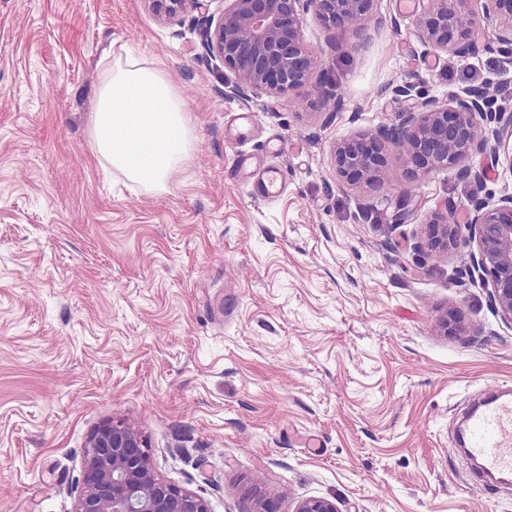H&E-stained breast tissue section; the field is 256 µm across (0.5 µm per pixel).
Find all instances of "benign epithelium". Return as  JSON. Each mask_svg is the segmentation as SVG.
<instances>
[{
    "label": "benign epithelium",
    "mask_w": 512,
    "mask_h": 512,
    "mask_svg": "<svg viewBox=\"0 0 512 512\" xmlns=\"http://www.w3.org/2000/svg\"><path fill=\"white\" fill-rule=\"evenodd\" d=\"M154 13L171 21L187 10L197 12L200 57L232 71L224 97L243 101L265 92L277 96L303 88L321 65L319 50L303 35L304 15H312L336 36L365 32L373 17L374 0H225L219 18L209 13L207 0H147ZM487 19L499 18L495 40L512 46V0H475ZM421 12L417 38L432 53L470 54L475 9L470 0H418ZM406 103L401 126L346 138L333 151L336 174L387 195L386 154L398 149L425 176L455 169L465 182L480 183L485 170L469 163L512 141V113L486 88L427 97L411 82L392 89ZM411 213L410 197L396 198L393 221ZM469 235L463 236V230ZM475 245L469 270H476L491 287V299L501 317L512 322V193L503 191L493 203L477 201L467 224L452 211H434L427 223L426 246L436 256ZM72 512H209L207 502L178 488L156 472L148 440L121 419H109L89 434L84 454L82 490ZM293 512H339L336 500L309 497Z\"/></svg>",
    "instance_id": "obj_1"
}]
</instances>
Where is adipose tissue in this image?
Wrapping results in <instances>:
<instances>
[{
	"label": "adipose tissue",
	"instance_id": "adipose-tissue-1",
	"mask_svg": "<svg viewBox=\"0 0 512 512\" xmlns=\"http://www.w3.org/2000/svg\"><path fill=\"white\" fill-rule=\"evenodd\" d=\"M183 103L162 71L115 57L98 92L90 137L96 153L127 179L164 189L191 157Z\"/></svg>",
	"mask_w": 512,
	"mask_h": 512
}]
</instances>
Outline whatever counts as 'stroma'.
<instances>
[{
	"mask_svg": "<svg viewBox=\"0 0 512 512\" xmlns=\"http://www.w3.org/2000/svg\"><path fill=\"white\" fill-rule=\"evenodd\" d=\"M420 11L375 0L366 45L305 17L345 101L296 111L289 95L228 99L234 75L199 56L193 14L165 24L146 0H0V512H72L91 430L125 419L161 476L210 512L322 496L340 512H512V485L458 444L465 411L512 389V323L466 250L417 247L433 211L466 222L512 191L445 169L387 176L413 213L339 182L336 141L401 123L381 88L427 95L512 89V56L485 25L467 57L425 53ZM161 69L191 120V159L148 192L100 162L89 122L119 48ZM254 126L233 136L234 113ZM245 153L279 168L252 194ZM456 313L463 332L437 321ZM254 185L257 191L265 197H274L279 194L283 182V176L276 171L254 170Z\"/></svg>",
	"mask_w": 512,
	"mask_h": 512,
	"instance_id": "stroma-1",
	"label": "stroma"
}]
</instances>
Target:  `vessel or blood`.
<instances>
[{
  "label": "vessel or blood",
  "instance_id": "obj_1",
  "mask_svg": "<svg viewBox=\"0 0 512 512\" xmlns=\"http://www.w3.org/2000/svg\"><path fill=\"white\" fill-rule=\"evenodd\" d=\"M254 185L265 197L279 194L283 176L276 171L255 170ZM466 447L483 469L512 483V392L492 394L473 409L465 425Z\"/></svg>",
  "mask_w": 512,
  "mask_h": 512
}]
</instances>
